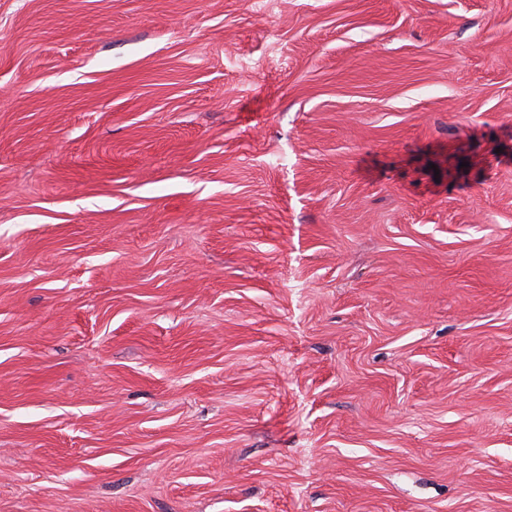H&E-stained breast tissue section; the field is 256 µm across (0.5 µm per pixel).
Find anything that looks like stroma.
<instances>
[{
    "mask_svg": "<svg viewBox=\"0 0 512 512\" xmlns=\"http://www.w3.org/2000/svg\"><path fill=\"white\" fill-rule=\"evenodd\" d=\"M0 512H512V0H0Z\"/></svg>",
    "mask_w": 512,
    "mask_h": 512,
    "instance_id": "stroma-1",
    "label": "stroma"
}]
</instances>
